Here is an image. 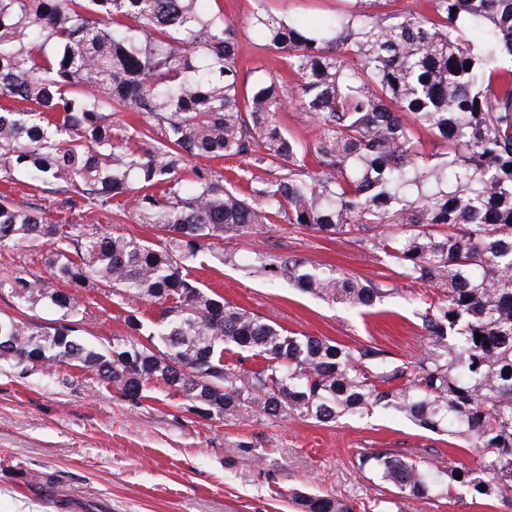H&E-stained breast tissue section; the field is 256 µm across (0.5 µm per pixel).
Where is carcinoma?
Wrapping results in <instances>:
<instances>
[{
  "label": "carcinoma",
  "instance_id": "1",
  "mask_svg": "<svg viewBox=\"0 0 512 512\" xmlns=\"http://www.w3.org/2000/svg\"><path fill=\"white\" fill-rule=\"evenodd\" d=\"M427 2L428 14L348 11L314 28L257 7L262 46L297 76L284 87L272 72L244 79L234 25L197 0H0V180L19 172L46 193L0 196V245L51 242L45 274L0 277V294L56 314L46 326L0 315V366L91 372L134 402L162 384L205 421L396 411L464 439L476 464L439 475L385 453L359 468L407 498L511 493L512 0ZM287 101L312 140L278 124ZM232 158V177L197 164ZM114 208L165 244L87 221ZM273 224L338 235L429 289L414 299L421 351L289 333L191 279L204 258L237 266L216 241ZM246 272L349 309L390 291L261 249ZM60 281L120 307L123 330L86 342L88 303ZM295 499L354 512L338 496Z\"/></svg>",
  "mask_w": 512,
  "mask_h": 512
}]
</instances>
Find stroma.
I'll return each mask as SVG.
<instances>
[{
    "label": "stroma",
    "instance_id": "35a3bbf8",
    "mask_svg": "<svg viewBox=\"0 0 512 512\" xmlns=\"http://www.w3.org/2000/svg\"><path fill=\"white\" fill-rule=\"evenodd\" d=\"M255 0H200L208 14L223 11L235 25L249 67L274 71L289 85L293 74L258 46L248 24ZM270 12L314 22L345 9L344 0H265ZM222 249L244 258L256 248L297 256L385 282L393 292L371 314L328 304L290 285L223 266L194 270L225 299L308 336L351 347L364 344L396 357L419 352L412 301L420 286L400 280L342 238L287 224L259 239L228 237ZM133 402L71 371L67 384L36 373H0V512H299L293 491L340 494L354 504L381 498L382 512H512V493L484 502L467 492L447 500L404 498L359 469L363 452L422 458L431 469L462 462L474 451L444 432L418 427L401 413L346 416L334 423L298 418L200 421L179 407L166 387Z\"/></svg>",
    "mask_w": 512,
    "mask_h": 512
}]
</instances>
